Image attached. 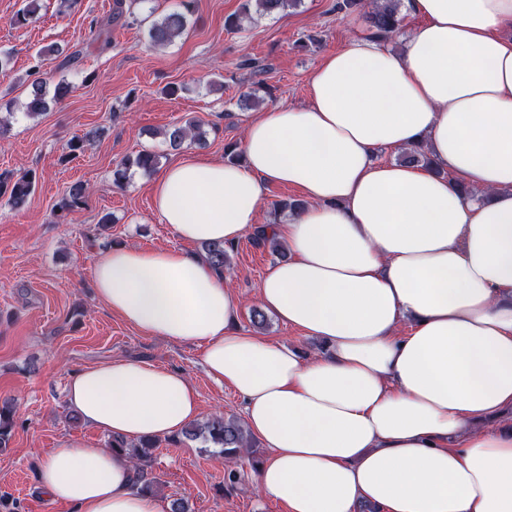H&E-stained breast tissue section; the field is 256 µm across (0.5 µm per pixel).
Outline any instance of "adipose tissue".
Here are the masks:
<instances>
[{"label":"adipose tissue","mask_w":512,"mask_h":512,"mask_svg":"<svg viewBox=\"0 0 512 512\" xmlns=\"http://www.w3.org/2000/svg\"><path fill=\"white\" fill-rule=\"evenodd\" d=\"M423 25L396 52L350 39L322 59L306 104L248 122L242 162L179 160L152 185L184 241L263 230L287 259L262 308L322 341L304 356L244 332L223 270L179 249L116 245L93 265L97 298L148 336L202 347L210 379L244 402L270 450L257 485L287 512H512V0H404ZM424 146L431 166L381 162ZM303 209L261 224L270 185ZM73 414L129 442L201 413L183 373L112 359L72 372ZM69 512H167L127 456L88 441L38 474Z\"/></svg>","instance_id":"obj_1"}]
</instances>
